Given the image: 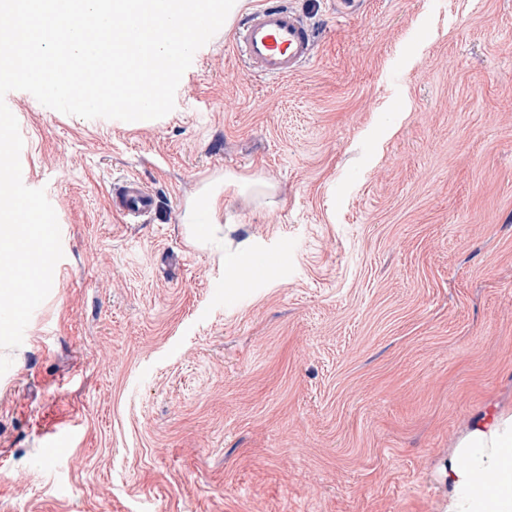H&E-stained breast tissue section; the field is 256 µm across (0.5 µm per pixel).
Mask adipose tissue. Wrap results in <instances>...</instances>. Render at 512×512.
<instances>
[{
	"mask_svg": "<svg viewBox=\"0 0 512 512\" xmlns=\"http://www.w3.org/2000/svg\"><path fill=\"white\" fill-rule=\"evenodd\" d=\"M458 455L447 512H512V417L475 429L461 442ZM491 472L499 474L504 492H487L485 479Z\"/></svg>",
	"mask_w": 512,
	"mask_h": 512,
	"instance_id": "obj_1",
	"label": "adipose tissue"
}]
</instances>
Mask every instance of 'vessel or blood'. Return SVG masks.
I'll return each instance as SVG.
<instances>
[{
    "label": "vessel or blood",
    "instance_id": "1",
    "mask_svg": "<svg viewBox=\"0 0 512 512\" xmlns=\"http://www.w3.org/2000/svg\"><path fill=\"white\" fill-rule=\"evenodd\" d=\"M235 42L243 68L272 79L297 72L317 52L313 28L283 0H265L242 16ZM156 206L153 191L137 178H127L112 190V208L127 223L144 221Z\"/></svg>",
    "mask_w": 512,
    "mask_h": 512
}]
</instances>
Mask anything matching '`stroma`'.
Listing matches in <instances>:
<instances>
[{
	"label": "stroma",
	"mask_w": 512,
	"mask_h": 512,
	"mask_svg": "<svg viewBox=\"0 0 512 512\" xmlns=\"http://www.w3.org/2000/svg\"><path fill=\"white\" fill-rule=\"evenodd\" d=\"M289 3L310 64L247 75L219 30L159 119L6 94L64 257L0 350V512H445L459 443L512 416V0ZM228 173L271 190L194 243ZM240 245L278 262L243 291ZM156 206L155 194L138 178L129 177L112 190V209L127 223H144ZM223 202L218 194L206 193L201 199L193 203L188 209L184 224H194L191 231L196 240L203 242L200 237V228L210 226L212 229L221 227V212Z\"/></svg>",
	"instance_id": "35a3bbf8"
}]
</instances>
